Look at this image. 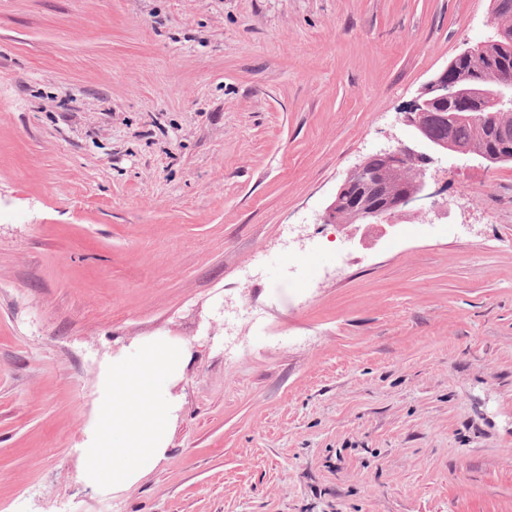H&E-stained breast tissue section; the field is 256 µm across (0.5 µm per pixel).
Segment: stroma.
Segmentation results:
<instances>
[{
	"label": "stroma",
	"mask_w": 512,
	"mask_h": 512,
	"mask_svg": "<svg viewBox=\"0 0 512 512\" xmlns=\"http://www.w3.org/2000/svg\"><path fill=\"white\" fill-rule=\"evenodd\" d=\"M495 37L490 0H0V512H512V162L321 221ZM157 343L166 453L88 484L106 368Z\"/></svg>",
	"instance_id": "1"
}]
</instances>
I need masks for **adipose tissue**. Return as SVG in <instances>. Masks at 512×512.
<instances>
[{"instance_id":"1","label":"adipose tissue","mask_w":512,"mask_h":512,"mask_svg":"<svg viewBox=\"0 0 512 512\" xmlns=\"http://www.w3.org/2000/svg\"><path fill=\"white\" fill-rule=\"evenodd\" d=\"M181 359L180 350L150 346L132 364L112 366L100 423L91 443L81 450L83 480L119 490L163 457L169 417L165 384Z\"/></svg>"}]
</instances>
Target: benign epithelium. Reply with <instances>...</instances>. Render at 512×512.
Segmentation results:
<instances>
[{"label":"benign epithelium","instance_id":"7a95c632","mask_svg":"<svg viewBox=\"0 0 512 512\" xmlns=\"http://www.w3.org/2000/svg\"><path fill=\"white\" fill-rule=\"evenodd\" d=\"M450 100H456L464 106L474 105L487 112V116L493 117L495 113L503 111L504 107L512 105V80L503 79L491 84H463L450 88L448 70L440 72L429 82L411 109L402 113L401 117L402 123L414 131L415 142L424 145L428 152H420L400 142L376 153V156L384 159L388 170L397 176L409 169L413 170L416 175L414 188L389 195L381 202L377 201L375 194L379 188L380 174L372 170L371 158L366 157L349 172L339 186L334 199L325 208L323 222L343 226L393 224L396 217L407 214L412 204L427 199L431 200V212L437 216L446 214L447 205L436 200L438 191L431 190V183L426 175L427 167L434 162L435 154L452 152L463 156H477L488 166L511 162L512 153L508 151L462 149L448 141L433 138L430 132L432 118L435 117L443 123L464 118L459 112L444 111Z\"/></svg>","mask_w":512,"mask_h":512}]
</instances>
